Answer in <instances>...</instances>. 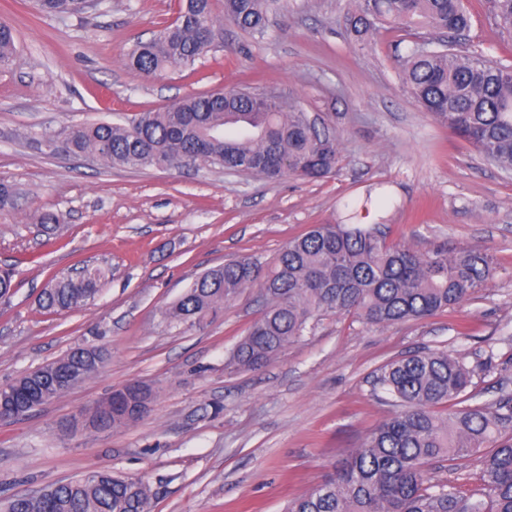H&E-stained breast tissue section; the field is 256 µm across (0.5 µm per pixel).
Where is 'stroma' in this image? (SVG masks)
<instances>
[{"mask_svg": "<svg viewBox=\"0 0 512 512\" xmlns=\"http://www.w3.org/2000/svg\"><path fill=\"white\" fill-rule=\"evenodd\" d=\"M465 48L512 63V37L487 0H465ZM355 0H270L255 40L224 23L218 47L188 69L144 76L126 69L138 41L173 20L179 0H91L80 13H40L35 0H0L15 34L0 68V179L15 209L0 211V268L15 288L0 299V384L78 346L107 350L94 377L16 420H0V499L40 492L100 469L138 478L152 512H284L395 411L374 385L387 361L428 349L472 368L479 401L512 396V172L423 112L402 83L401 32L366 41L346 26ZM250 87L289 102L335 134L340 161L327 177L269 180L219 167L134 170L50 151L46 127L125 122L179 96ZM377 197L388 241L419 251L480 249L494 257L482 288L446 312L370 325L321 315L256 370L226 362L264 309L244 289L204 328L165 311L204 272L240 256L272 268L290 238L344 223L350 205ZM64 217L53 233L35 209ZM107 272L86 306L62 313L37 298L55 275ZM149 386L136 422L61 428L124 386Z\"/></svg>", "mask_w": 512, "mask_h": 512, "instance_id": "obj_1", "label": "stroma"}]
</instances>
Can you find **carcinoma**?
I'll use <instances>...</instances> for the list:
<instances>
[{"label":"carcinoma","instance_id":"carcinoma-1","mask_svg":"<svg viewBox=\"0 0 512 512\" xmlns=\"http://www.w3.org/2000/svg\"><path fill=\"white\" fill-rule=\"evenodd\" d=\"M214 0H183L178 16L125 57L131 70L155 75L192 65L210 51L221 26ZM49 15L78 13L87 0H38ZM267 0H223V19L252 35L266 32ZM496 24L512 34V0H491ZM360 39L389 25L408 35L421 29L449 36L444 49L416 37L403 64V83L426 112L463 136L489 161L512 170V64L461 50L451 36L466 30L463 0H358L348 17ZM15 35L0 25V65L10 62ZM52 151L91 156L107 166L172 168L189 156L201 165L267 178L293 174L316 179L339 162L336 140L279 93L249 88L185 96L162 111H144L123 124L97 122L47 129ZM18 192L0 180V209ZM32 220L50 230L62 215L36 210ZM485 251L437 248L419 252L389 244L375 226L318 224L291 239L275 266L260 274L242 256L198 277L167 310L177 323L200 326L242 289L261 282L265 309L231 354L227 368L253 370L275 359L324 313H354L368 324H395L443 312L472 295L491 275ZM106 272L86 266L56 276L39 306L62 313L88 304ZM100 348L78 346L7 385L0 419H18L99 372ZM473 371L444 350L392 359L376 385L392 397L395 413L376 426L325 482L294 500L287 512H512V398L476 402ZM152 390L131 383L100 402L95 428H118L148 409ZM476 459L480 487L464 493L431 469ZM154 493L141 481L96 471L34 495H17L4 512H152Z\"/></svg>","mask_w":512,"mask_h":512}]
</instances>
